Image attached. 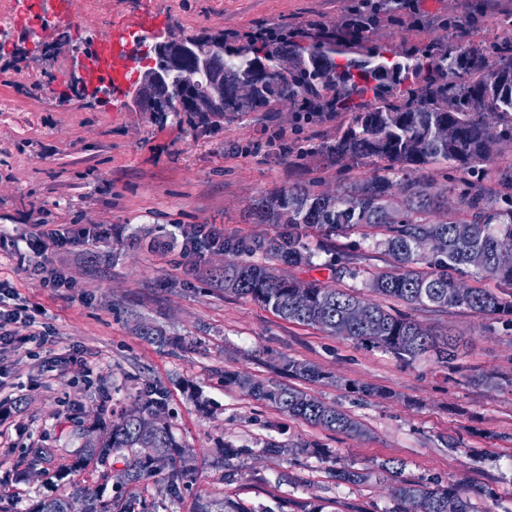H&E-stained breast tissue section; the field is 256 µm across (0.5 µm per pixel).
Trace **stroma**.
I'll return each mask as SVG.
<instances>
[{
  "instance_id": "35a3bbf8",
  "label": "stroma",
  "mask_w": 512,
  "mask_h": 512,
  "mask_svg": "<svg viewBox=\"0 0 512 512\" xmlns=\"http://www.w3.org/2000/svg\"><path fill=\"white\" fill-rule=\"evenodd\" d=\"M359 0H78L81 23H52L33 41L0 31V235L25 225L87 224L97 239L59 249L40 242L37 258L70 279L43 287L33 270L0 250V280L20 305H37L40 344L0 352V400L12 414L0 422V512H31L43 497L77 488L112 496V480L60 465L83 442L98 412L121 411L160 389L177 442L194 455L187 485L169 494L148 482L157 512H191L197 493L246 502L254 512H391L394 485L381 465L404 462L403 477L441 486L482 487L478 512H512V324L465 308L438 310L387 300L404 314L466 341L453 366L423 357L407 364L318 328L285 321L252 298L224 292L210 279L227 252L184 254L177 224H213L225 241L274 237L280 224L256 223L254 200L295 184L336 192L350 177H369L380 161L337 164L321 148L353 122L349 112L311 123L288 104L225 115L208 127L183 113L157 119L113 95L86 92L85 39L163 16L174 35L240 32L285 23L304 30L340 25ZM453 29H442L444 19ZM68 35L73 53L38 52V43ZM512 37V0H418L369 35V47L394 55L462 40L493 47ZM310 265L273 261L274 272L366 293L364 272L389 268L383 235L355 231L326 237L303 228ZM360 270L357 278L345 267ZM310 363L322 381L305 391L360 421L349 436L282 414L246 389L224 382L234 371L291 384L284 360ZM386 390L383 398L349 383ZM283 444L272 455L266 442ZM236 456L216 466V450ZM36 448L53 456L33 457ZM368 475L336 482L333 468Z\"/></svg>"
}]
</instances>
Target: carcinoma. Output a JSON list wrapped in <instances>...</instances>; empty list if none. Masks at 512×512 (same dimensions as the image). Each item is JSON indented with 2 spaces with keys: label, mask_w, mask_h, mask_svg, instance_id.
<instances>
[{
  "label": "carcinoma",
  "mask_w": 512,
  "mask_h": 512,
  "mask_svg": "<svg viewBox=\"0 0 512 512\" xmlns=\"http://www.w3.org/2000/svg\"><path fill=\"white\" fill-rule=\"evenodd\" d=\"M392 0H376L368 9L344 19L339 31L327 30L298 43L286 26H270L260 37L249 32L227 37L216 34L189 38L192 55L184 63L195 70L192 82L172 75L182 67L165 60L166 53L150 49L155 60L141 82L149 93L142 100L149 112H182L222 118L228 113L255 112L287 101L294 112H352L353 125L323 147L339 163L374 158L385 163L383 173L353 179L340 194L294 185L253 204L262 224H286L288 232L274 238H253L225 245L236 254L262 253L293 266L311 263L313 253L303 242L301 226L328 235H348L358 228L384 232L390 268L372 275L368 288L382 299L432 308L466 309L512 317V254L497 247L512 237V166L494 173V194L476 188L471 178L491 161L495 147L512 148V40L490 52L470 45L454 51L439 46L421 56L405 55L394 65L361 47V30L377 28ZM345 58L336 68V57ZM415 85L411 95L396 91L393 69ZM446 162L470 179L460 192L459 212L438 219L443 196L411 173ZM421 238H433L440 250L423 257ZM474 267L496 280L499 292L470 287L458 293L460 276ZM217 285L249 296L281 319L317 327L365 348H378L402 361L431 354L446 365L458 356L457 337L393 314L379 301L362 322L350 319L357 293L319 281L305 283L308 304L293 299L295 281L280 279L261 262L229 261L214 275ZM288 375L318 381L324 374L311 364L290 359ZM224 382L236 384L288 416L326 430L358 435L360 425L334 406L291 386L224 372ZM162 398L147 394L109 422V436L93 446L86 442L70 454L63 468L114 469L116 487L138 486L162 475L177 492L192 473L188 452L181 449L170 426L162 423ZM85 499L86 512H155V504L133 493L109 499L97 492L77 490L41 499L32 512H67L74 496ZM397 507L392 512H476L466 490L450 484L430 487L402 479L393 487ZM195 512H253L243 502L197 495Z\"/></svg>",
  "instance_id": "cac0c4a2"
}]
</instances>
